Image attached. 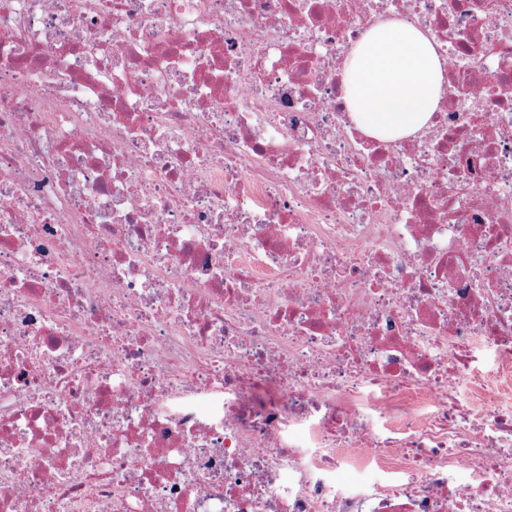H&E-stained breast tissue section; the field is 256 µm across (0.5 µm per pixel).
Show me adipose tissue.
Listing matches in <instances>:
<instances>
[{
    "label": "adipose tissue",
    "instance_id": "ef3b65f1",
    "mask_svg": "<svg viewBox=\"0 0 512 512\" xmlns=\"http://www.w3.org/2000/svg\"><path fill=\"white\" fill-rule=\"evenodd\" d=\"M343 81L355 126L368 136L396 139L428 127L444 70L427 32L389 21L346 51Z\"/></svg>",
    "mask_w": 512,
    "mask_h": 512
}]
</instances>
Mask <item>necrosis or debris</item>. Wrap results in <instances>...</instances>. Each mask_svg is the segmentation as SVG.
Segmentation results:
<instances>
[{
    "label": "necrosis or debris",
    "instance_id": "1",
    "mask_svg": "<svg viewBox=\"0 0 512 512\" xmlns=\"http://www.w3.org/2000/svg\"><path fill=\"white\" fill-rule=\"evenodd\" d=\"M0 512H512V0H0ZM343 81L355 126L367 136L396 139L428 127L444 70L427 32L389 21L346 51Z\"/></svg>",
    "mask_w": 512,
    "mask_h": 512
}]
</instances>
